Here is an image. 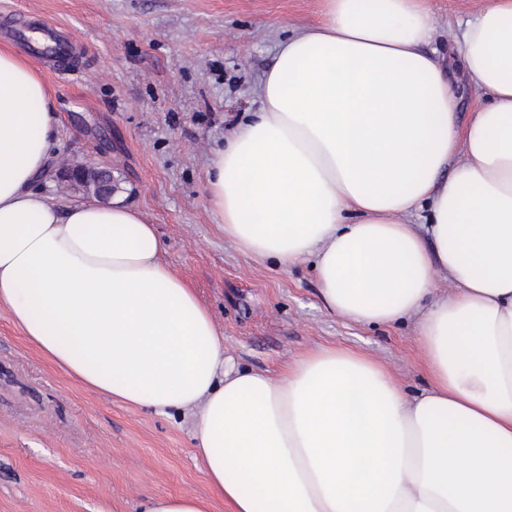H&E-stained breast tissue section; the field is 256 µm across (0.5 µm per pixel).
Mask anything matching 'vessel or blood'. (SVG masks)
Instances as JSON below:
<instances>
[{"label":"vessel or blood","mask_w":512,"mask_h":512,"mask_svg":"<svg viewBox=\"0 0 512 512\" xmlns=\"http://www.w3.org/2000/svg\"><path fill=\"white\" fill-rule=\"evenodd\" d=\"M0 41L22 46L30 56L47 65L73 50L68 38L41 19L21 18L10 25H0Z\"/></svg>","instance_id":"vessel-or-blood-1"}]
</instances>
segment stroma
Instances as JSON below:
<instances>
[{"label":"stroma","mask_w":512,"mask_h":512,"mask_svg":"<svg viewBox=\"0 0 512 512\" xmlns=\"http://www.w3.org/2000/svg\"><path fill=\"white\" fill-rule=\"evenodd\" d=\"M482 0H431L430 44L457 93L459 125L477 98L458 51ZM41 17L73 39L44 73L59 115L52 167H111L127 203L155 225L171 268L210 308L241 369L279 375L324 346L386 366L405 396L430 379L418 322L362 326L323 306L311 264L258 262L225 239L206 195V162L250 112L289 30L320 0H0V23ZM215 498L188 422L85 391L0 311V512H137L152 495Z\"/></svg>","instance_id":"1"}]
</instances>
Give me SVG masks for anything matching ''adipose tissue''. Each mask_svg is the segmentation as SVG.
<instances>
[{"mask_svg":"<svg viewBox=\"0 0 512 512\" xmlns=\"http://www.w3.org/2000/svg\"><path fill=\"white\" fill-rule=\"evenodd\" d=\"M434 24L428 0H321L206 171L240 252L312 261L324 307L352 322L418 316L430 385L411 399L336 347L277 378L235 368L135 206L43 192L58 116L0 50V309L86 391L185 418L232 512H512V0L461 31L490 98L463 128Z\"/></svg>","mask_w":512,"mask_h":512,"instance_id":"1","label":"adipose tissue"}]
</instances>
